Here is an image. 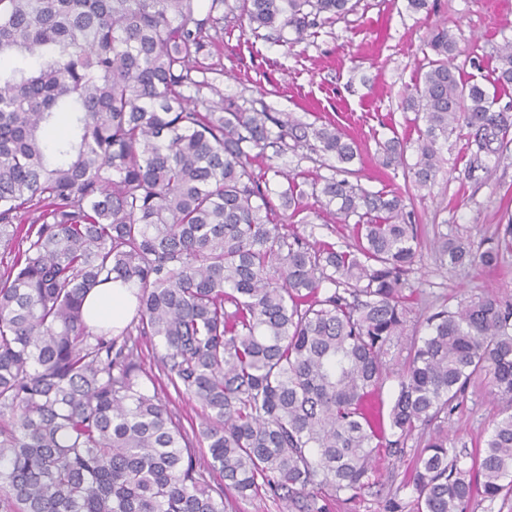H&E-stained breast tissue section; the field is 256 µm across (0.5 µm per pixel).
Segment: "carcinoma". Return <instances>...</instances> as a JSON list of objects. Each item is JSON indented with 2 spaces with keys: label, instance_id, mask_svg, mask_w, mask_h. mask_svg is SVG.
Returning <instances> with one entry per match:
<instances>
[{
  "label": "carcinoma",
  "instance_id": "cac0c4a2",
  "mask_svg": "<svg viewBox=\"0 0 512 512\" xmlns=\"http://www.w3.org/2000/svg\"><path fill=\"white\" fill-rule=\"evenodd\" d=\"M353 11L350 0H0V512H224V492L261 490L293 512L369 486L372 457L427 425L436 433L412 475L415 512H472L512 495V412L468 467L448 457L441 421L471 381L512 402V301L443 306L411 336L403 276L420 248L409 190L351 183L357 145L316 126L245 108L205 60L224 19L292 43ZM434 53L406 106L423 126L393 136L382 165L416 160L431 187L441 149L467 131L470 164L498 152L512 114L463 78L456 33ZM496 84L512 85V42ZM69 130L56 136L59 115ZM308 148L336 175L287 187L255 172L267 149ZM313 197L348 221L354 243L311 242L275 223ZM512 223L478 248L444 235L441 261L500 264ZM109 280L133 288L136 316L94 330L82 304ZM164 349L174 389L204 411L212 486L190 436L139 382L131 336ZM406 341L398 371L386 360ZM383 416L373 397L391 375ZM320 490L312 495L310 490Z\"/></svg>",
  "mask_w": 512,
  "mask_h": 512
}]
</instances>
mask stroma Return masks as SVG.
Here are the masks:
<instances>
[{"label":"stroma","instance_id":"35a3bbf8","mask_svg":"<svg viewBox=\"0 0 512 512\" xmlns=\"http://www.w3.org/2000/svg\"><path fill=\"white\" fill-rule=\"evenodd\" d=\"M460 29V53L454 63L463 77L493 86L495 50L512 41V0H429L420 12L406 0H355V7L333 24L307 31L292 45L275 43L225 23L224 40L214 48L212 64L224 71V95L289 113L302 121L336 123L358 145V182L366 190H390L406 183L403 168H382V144L404 133L415 117L405 98L427 65V40L435 27ZM444 168L431 189L414 193L407 209L420 227L422 248L406 276L413 291L409 330L440 307L493 296L512 301V251L489 270L478 264L451 269L434 247L440 235L472 243L500 236L512 222V131L498 157L469 172L465 139L450 138ZM158 341L141 340L135 359L143 383H155L176 420L192 428L202 419L199 406L174 391L160 369ZM488 380L471 384L448 414L446 427L463 464L482 448L505 407ZM431 435L419 430L396 454L381 452L373 461L369 486L356 497L341 496L329 512H385L388 500L399 512H414L415 495L406 485Z\"/></svg>","mask_w":512,"mask_h":512}]
</instances>
